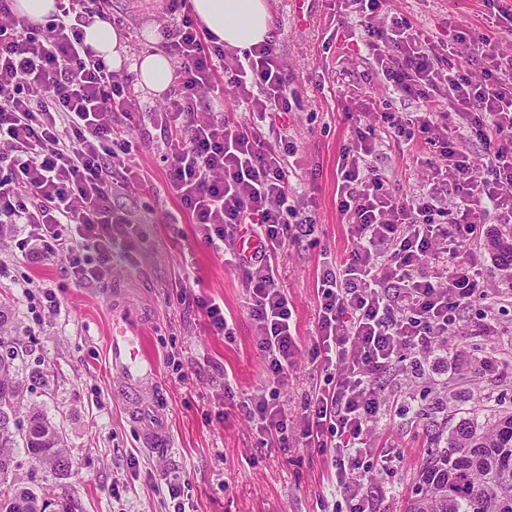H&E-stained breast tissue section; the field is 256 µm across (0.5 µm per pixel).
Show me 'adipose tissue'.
<instances>
[{
    "instance_id": "1",
    "label": "adipose tissue",
    "mask_w": 512,
    "mask_h": 512,
    "mask_svg": "<svg viewBox=\"0 0 512 512\" xmlns=\"http://www.w3.org/2000/svg\"><path fill=\"white\" fill-rule=\"evenodd\" d=\"M189 5L194 20L225 47L242 52L274 35L268 0H189ZM84 40L111 69L130 67L138 87L157 94L170 89L173 67L164 53L153 52L131 61L117 31L98 19L85 26Z\"/></svg>"
}]
</instances>
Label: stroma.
Here are the masks:
<instances>
[{"label": "stroma", "instance_id": "stroma-1", "mask_svg": "<svg viewBox=\"0 0 512 512\" xmlns=\"http://www.w3.org/2000/svg\"><path fill=\"white\" fill-rule=\"evenodd\" d=\"M269 6L284 80L300 100L289 129L298 149L294 181L317 222L315 234L289 246L280 265L295 310L298 351L279 401L297 421L324 384L309 358L317 334L316 278L352 245L336 205L340 151L355 123H374L376 101L388 100L401 113L418 112L419 105L385 88L372 54L350 39L355 18L340 19L336 0H305L300 11L291 0H269ZM162 8L161 0H112L121 34L137 51L157 48ZM488 13L484 0H389L380 20L405 16L442 40L476 28L497 51L512 52V37L492 25ZM135 97L141 109L128 136L139 147L145 182L136 192L113 193L109 205L137 224L138 236L131 246L116 245L111 278L84 285L66 275L61 261L43 259L38 246L22 253L10 241L0 242V304L13 316L11 338L23 352L18 378L24 403L57 427L71 453L70 471L60 478L34 469L24 449H17L16 483L68 502L72 512H173L170 481L184 485L191 512H346L326 456L294 436L287 448L266 446L252 423L225 407V382L244 394L267 384L264 353L239 273L196 239L191 219L165 187L163 98L140 90ZM377 163L405 197L431 176L426 162L393 148ZM481 254L487 296L463 311L448 341L453 357L384 382L385 413L371 438L376 452L359 466L377 512H403L427 449L444 444L449 426L512 409V277L490 251ZM117 288L158 363L153 405L168 427L166 448L146 446L139 419L113 389L105 350ZM185 289L223 302L235 323L234 342L213 335L200 310L181 304ZM48 291L57 302L51 311L44 300ZM487 316L494 329L476 332ZM171 355L182 361L184 378L168 369Z\"/></svg>", "mask_w": 512, "mask_h": 512}]
</instances>
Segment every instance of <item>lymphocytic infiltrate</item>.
<instances>
[{
	"instance_id": "obj_1",
	"label": "lymphocytic infiltrate",
	"mask_w": 512,
	"mask_h": 512,
	"mask_svg": "<svg viewBox=\"0 0 512 512\" xmlns=\"http://www.w3.org/2000/svg\"><path fill=\"white\" fill-rule=\"evenodd\" d=\"M105 3L56 0V13L34 25L13 12L11 0H0V224L24 225L18 249L39 242L46 258H65L69 275L88 284L111 277L113 247L135 231L113 215V190L138 185L133 144L116 125L138 102L127 77L95 58L81 29L92 15L111 21ZM348 3L386 82L419 100L420 111L403 116L382 107L376 125L355 127L339 157L336 199L353 247L317 280L318 332L309 355L325 384L305 406L300 437L329 455L349 512H373L357 469L384 409L379 381L447 353L441 338L474 295L480 271L478 253L450 256V243L478 236L493 214L512 224V55L487 50L485 34L465 30L458 39L473 53L455 62L444 43L408 19L378 23L386 0ZM186 6L169 0L160 28L161 47L176 62L161 113L171 137L166 187L198 240L241 273L275 385L240 396L228 383L224 396L284 449L289 425L276 385L298 345L276 259L315 224L290 180L297 147L287 121L295 95L275 41L241 53L224 49L206 40ZM474 68L482 72L477 83L469 77ZM228 84L249 124L225 120ZM444 97L467 116L465 130L440 121ZM270 118L280 122L273 142L262 134ZM474 138L484 157L468 151ZM395 142L424 150L433 173L409 199L373 163ZM245 234L255 242L249 254L239 245Z\"/></svg>"
}]
</instances>
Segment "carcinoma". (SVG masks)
Wrapping results in <instances>:
<instances>
[{
	"label": "carcinoma",
	"mask_w": 512,
	"mask_h": 512,
	"mask_svg": "<svg viewBox=\"0 0 512 512\" xmlns=\"http://www.w3.org/2000/svg\"><path fill=\"white\" fill-rule=\"evenodd\" d=\"M499 266L512 268V229L490 235ZM9 311L0 307V512H47V498L10 481L19 467L15 448L23 443L29 459L58 477L67 475L71 455L56 426L37 408L23 407L18 350L5 346ZM417 493L405 512H512V413L479 424L460 421L446 446L433 448L416 475Z\"/></svg>",
	"instance_id": "1"
}]
</instances>
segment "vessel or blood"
I'll list each match as a JSON object with an SVG mask.
<instances>
[{
	"label": "vessel or blood",
	"mask_w": 512,
	"mask_h": 512,
	"mask_svg": "<svg viewBox=\"0 0 512 512\" xmlns=\"http://www.w3.org/2000/svg\"><path fill=\"white\" fill-rule=\"evenodd\" d=\"M107 358L118 389L129 398L131 410L143 406L144 385L158 375V365L146 346V339L132 324L122 299H115L112 332L107 341ZM147 443L154 448L169 445V433L162 417L153 415L143 422Z\"/></svg>",
	"instance_id": "obj_1"
}]
</instances>
